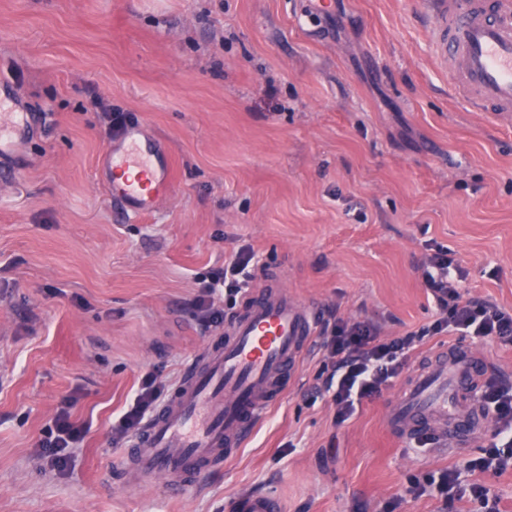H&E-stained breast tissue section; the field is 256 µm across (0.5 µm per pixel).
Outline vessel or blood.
<instances>
[{"label":"vessel or blood","instance_id":"1","mask_svg":"<svg viewBox=\"0 0 512 512\" xmlns=\"http://www.w3.org/2000/svg\"><path fill=\"white\" fill-rule=\"evenodd\" d=\"M437 64L451 97L471 112L512 113V0H424ZM0 157L33 126L13 88L0 85ZM112 197L134 212L152 211L173 189L170 157L143 149L136 132L103 159ZM316 312L281 283L248 290L243 313L227 324L190 368L173 396L133 437L119 474L125 484L162 476L175 490L200 484L251 439L260 416L286 391L311 350ZM484 365L474 351L451 344L432 353L389 408L398 438L428 437L455 448L486 428L477 386ZM231 512H279L261 493L232 499Z\"/></svg>","mask_w":512,"mask_h":512}]
</instances>
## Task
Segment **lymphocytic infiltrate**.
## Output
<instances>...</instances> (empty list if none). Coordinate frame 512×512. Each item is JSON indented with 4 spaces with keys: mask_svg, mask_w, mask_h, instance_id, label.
I'll list each match as a JSON object with an SVG mask.
<instances>
[{
    "mask_svg": "<svg viewBox=\"0 0 512 512\" xmlns=\"http://www.w3.org/2000/svg\"><path fill=\"white\" fill-rule=\"evenodd\" d=\"M252 259V253L245 249L232 254L223 269L202 278L206 293L221 290L231 300L242 294L252 280L249 271ZM460 278L461 273L447 249L435 247L424 266L426 286L440 311L439 318L430 325L392 339L381 336L378 326L368 321L340 319L324 327L321 348L330 367L324 387L332 393L337 424L348 421L363 401L380 397L424 338L447 336L463 330L472 336L512 343V309L488 299L462 298L458 291ZM162 393L155 375L146 373L132 404L120 417L115 435L124 438L138 430L160 407ZM480 399L492 407L495 423L482 456L466 460L460 467L449 466L424 480H413L408 488L412 497L422 496L427 486L434 484L445 502L467 497L478 501L484 512H499L490 487L481 479L467 486L461 485L458 470L463 467L481 477L512 472V386L489 381L482 389ZM87 431V426L71 421L69 411L64 409L56 416L52 428L46 431L41 446L53 465L61 469L67 463L71 449L78 447Z\"/></svg>",
    "mask_w": 512,
    "mask_h": 512,
    "instance_id": "1",
    "label": "lymphocytic infiltrate"
}]
</instances>
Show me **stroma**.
Instances as JSON below:
<instances>
[{
    "label": "stroma",
    "mask_w": 512,
    "mask_h": 512,
    "mask_svg": "<svg viewBox=\"0 0 512 512\" xmlns=\"http://www.w3.org/2000/svg\"><path fill=\"white\" fill-rule=\"evenodd\" d=\"M0 0V83L41 117L0 160V512H441L411 479L477 457L404 445L381 397L336 425L313 348L249 444L197 487L131 491L112 422L145 372L173 395L218 336L201 275L251 247L321 321L391 338L439 312L423 278L447 247L463 297L512 307V118L463 111L434 65L421 0ZM134 118L173 163L172 195L127 213L103 186L96 106ZM90 431L56 469L62 407ZM231 512H278V503L269 495L242 493L232 499Z\"/></svg>",
    "instance_id": "stroma-1"
}]
</instances>
